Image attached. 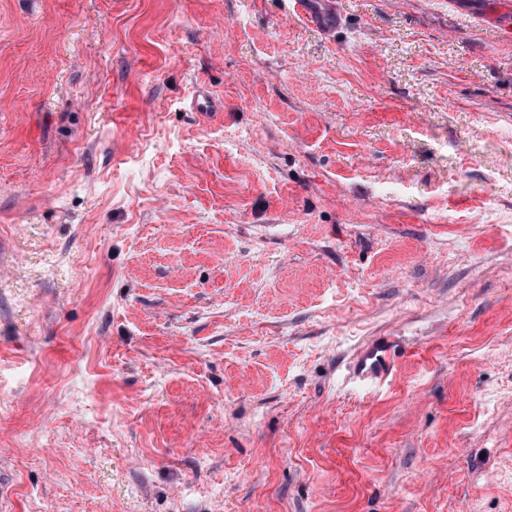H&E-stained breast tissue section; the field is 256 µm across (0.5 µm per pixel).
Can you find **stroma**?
Wrapping results in <instances>:
<instances>
[{"instance_id":"obj_1","label":"stroma","mask_w":512,"mask_h":512,"mask_svg":"<svg viewBox=\"0 0 512 512\" xmlns=\"http://www.w3.org/2000/svg\"><path fill=\"white\" fill-rule=\"evenodd\" d=\"M316 6L0 0V512H512V0ZM403 352L388 338L380 337L370 341L353 358L349 366L353 381L380 385L393 373Z\"/></svg>"}]
</instances>
